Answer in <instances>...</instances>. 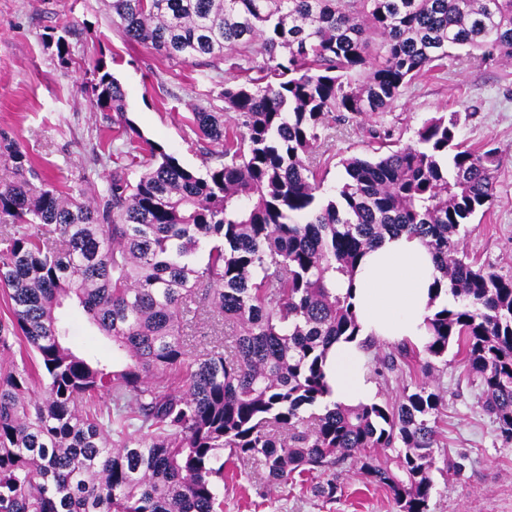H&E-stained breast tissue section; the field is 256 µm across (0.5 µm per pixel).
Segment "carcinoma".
<instances>
[{"instance_id":"carcinoma-1","label":"carcinoma","mask_w":512,"mask_h":512,"mask_svg":"<svg viewBox=\"0 0 512 512\" xmlns=\"http://www.w3.org/2000/svg\"><path fill=\"white\" fill-rule=\"evenodd\" d=\"M130 42L199 65L234 60L224 111L191 123L222 162L203 174L162 146L136 181L112 171L97 202L48 182L0 133L14 179L0 182V512H224V467L254 465L268 484L313 477L336 499L339 474L384 488L397 512H429L441 390L346 407L328 400L327 347L361 331L351 289L367 251L406 233L429 250L450 295L427 319L428 374L457 345L481 410L512 442V276L459 249L489 209L493 149L456 142V114L433 117L397 148L342 161L345 181L321 202L310 162L330 114L391 108L449 50L512 59V0H110ZM71 27L50 37L67 67ZM267 65L250 75L252 53ZM98 112L127 130L125 94L102 63ZM235 114L233 121L224 113ZM212 240L207 261L202 241ZM197 297L225 332L187 356ZM80 309L112 342V361L66 343L59 310ZM25 356L10 355V338ZM374 353L379 381L403 376L413 348Z\"/></svg>"}]
</instances>
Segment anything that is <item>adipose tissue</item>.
I'll list each match as a JSON object with an SVG mask.
<instances>
[{
    "label": "adipose tissue",
    "instance_id": "obj_1",
    "mask_svg": "<svg viewBox=\"0 0 512 512\" xmlns=\"http://www.w3.org/2000/svg\"><path fill=\"white\" fill-rule=\"evenodd\" d=\"M434 267L418 239L388 236L363 259L353 288L362 336L424 345ZM358 342L339 341L327 354L325 372L332 400L354 406L371 402L376 385L364 368Z\"/></svg>",
    "mask_w": 512,
    "mask_h": 512
}]
</instances>
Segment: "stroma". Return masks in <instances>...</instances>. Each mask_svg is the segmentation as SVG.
I'll use <instances>...</instances> for the list:
<instances>
[{
  "instance_id": "1",
  "label": "stroma",
  "mask_w": 512,
  "mask_h": 512,
  "mask_svg": "<svg viewBox=\"0 0 512 512\" xmlns=\"http://www.w3.org/2000/svg\"><path fill=\"white\" fill-rule=\"evenodd\" d=\"M77 29L69 40L72 63L63 69L47 37ZM121 83L134 132L159 143L197 172L215 165L211 146L192 130L194 107L224 109L227 64L212 67L169 60L152 48L127 43L105 0H0V132L18 139L45 178L88 198H100L114 168L112 123L96 111L86 87L96 60ZM457 113L458 140L498 151L494 199L485 215L465 226L471 257L512 275V62L483 63L466 49L450 52L447 68L425 74L384 112L330 122L315 161L324 172L320 193L333 195L343 159L373 156L375 132L390 129L413 143L429 118ZM67 342L76 352L111 358L110 342L77 308L63 309ZM431 378L445 395L437 424L431 512H512V444L477 404L478 389L463 375L456 354L435 363ZM473 461L464 476L449 477L460 454ZM341 496L326 503L300 486L269 487L261 470L224 471V512H396L389 493L342 475Z\"/></svg>"
}]
</instances>
